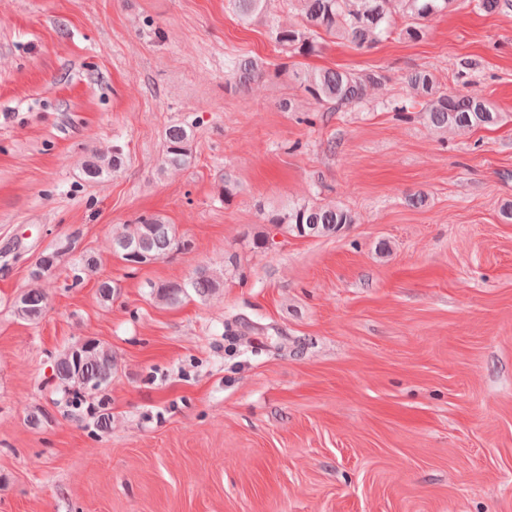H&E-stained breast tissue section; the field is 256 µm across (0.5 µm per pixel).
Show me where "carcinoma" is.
<instances>
[{
	"label": "carcinoma",
	"instance_id": "cac0c4a2",
	"mask_svg": "<svg viewBox=\"0 0 512 512\" xmlns=\"http://www.w3.org/2000/svg\"><path fill=\"white\" fill-rule=\"evenodd\" d=\"M267 0H229L233 12L243 21L264 16ZM297 11L301 24L271 27V38L280 52L289 58L310 56L321 49L320 33L340 36L355 46L372 47L387 39L395 29L417 40L426 32V22L452 10L457 0H286ZM473 8L485 13L512 10V0H470ZM403 27H398V24ZM225 69L238 88L267 76L266 63L249 56H230ZM300 88L325 112H351L367 99L369 89L382 83L383 76L373 71L353 72L332 69L292 70ZM411 98H393L384 107L392 112H407L417 108L427 124L436 131L450 129L469 132L491 127L503 120L502 113L488 101L441 88L433 73L417 68L405 75ZM126 153L116 143L110 154H91L82 166L87 181H99L121 170ZM194 132L186 123L170 125L164 135L160 169H182L194 161ZM265 221L300 236L323 237L336 233L346 224L356 223L355 215L336 204L314 201L290 202L287 206L265 214ZM114 254L129 264H146L186 251L190 243L177 235L173 225L162 218L141 216L133 224H125L112 238ZM74 240L68 239L44 250L31 278L40 281L50 275L63 256L72 252ZM97 265V260L83 253L72 268L73 280ZM223 285L221 277L200 267L183 282H170L157 287L155 298L167 305H177L189 294L206 298ZM48 306L44 288H30L14 301V314L21 320L36 322ZM116 368L112 349L95 339L74 344L62 351L54 361L58 384L80 404L91 398L97 400L94 413L97 425L108 427L112 415L108 412V389Z\"/></svg>",
	"mask_w": 512,
	"mask_h": 512
}]
</instances>
